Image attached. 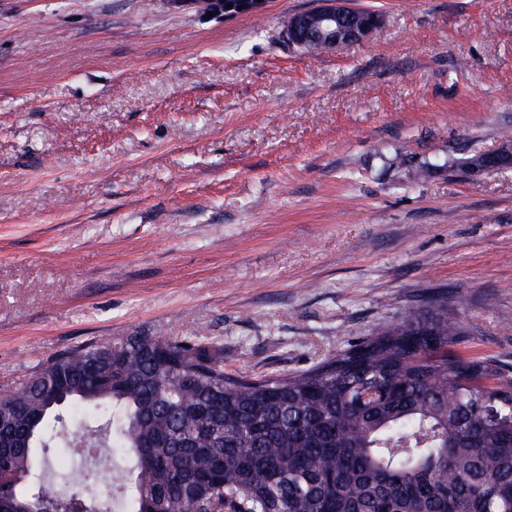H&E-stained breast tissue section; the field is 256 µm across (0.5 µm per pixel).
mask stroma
I'll return each mask as SVG.
<instances>
[{"mask_svg":"<svg viewBox=\"0 0 512 512\" xmlns=\"http://www.w3.org/2000/svg\"><path fill=\"white\" fill-rule=\"evenodd\" d=\"M311 55L265 0H0V388L136 331L313 367L447 292L454 352L512 375V0H350ZM264 2L265 0H262V2H257V0H206L202 1V5L206 12L222 14L228 18L256 14L263 8ZM227 4H231L232 9H227ZM238 6H242V9L237 10ZM354 10L346 0H322L313 10L298 14L303 23L314 22L318 35L321 37L323 51H336L360 45L369 40L381 27L383 17L378 13L376 23L363 28H355L348 24L350 13Z\"/></svg>","mask_w":512,"mask_h":512,"instance_id":"obj_1","label":"stroma"}]
</instances>
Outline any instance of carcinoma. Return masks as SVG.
<instances>
[{
    "instance_id": "1",
    "label": "carcinoma",
    "mask_w": 512,
    "mask_h": 512,
    "mask_svg": "<svg viewBox=\"0 0 512 512\" xmlns=\"http://www.w3.org/2000/svg\"><path fill=\"white\" fill-rule=\"evenodd\" d=\"M463 335L441 294L291 375L150 332L70 347L0 390V512H112L99 483L46 478L78 416L128 464L127 512H512V380L452 353Z\"/></svg>"
}]
</instances>
